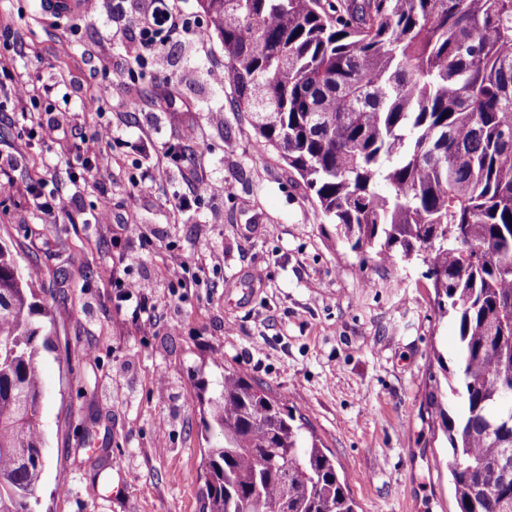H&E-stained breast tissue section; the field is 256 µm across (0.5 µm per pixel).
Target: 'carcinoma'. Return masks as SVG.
I'll return each mask as SVG.
<instances>
[{
  "label": "carcinoma",
  "mask_w": 512,
  "mask_h": 512,
  "mask_svg": "<svg viewBox=\"0 0 512 512\" xmlns=\"http://www.w3.org/2000/svg\"><path fill=\"white\" fill-rule=\"evenodd\" d=\"M224 78L352 251L427 267L457 366L431 394L458 512H512V0H199ZM32 277L0 244V512H36ZM202 512H356L288 402L224 369Z\"/></svg>",
  "instance_id": "carcinoma-1"
}]
</instances>
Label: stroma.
Here are the masks:
<instances>
[{"label":"stroma","instance_id":"35a3bbf8","mask_svg":"<svg viewBox=\"0 0 512 512\" xmlns=\"http://www.w3.org/2000/svg\"><path fill=\"white\" fill-rule=\"evenodd\" d=\"M148 4L98 0L59 17L44 0H0V29L13 35L0 82L60 83L42 101L59 125L51 142L27 134L18 101L0 112V152L25 155L0 178V243L35 274L34 322L52 319L39 356L40 512H201L204 453L222 442L207 400L228 368L297 408L347 475L357 512H457L428 406L433 354L454 358L456 332L425 266L350 251L297 173L258 142L232 85L211 79L224 66L217 36L160 40L133 63ZM103 84L104 113L86 111ZM106 122L112 141H95ZM187 127L195 140H182ZM84 141L99 162L75 184ZM171 146L181 158L165 157ZM145 173L148 193L134 185ZM37 178L44 193L75 196L72 211H37ZM203 181L227 190L199 193ZM133 220L142 235L123 231ZM128 281L138 289L125 297Z\"/></svg>","mask_w":512,"mask_h":512}]
</instances>
